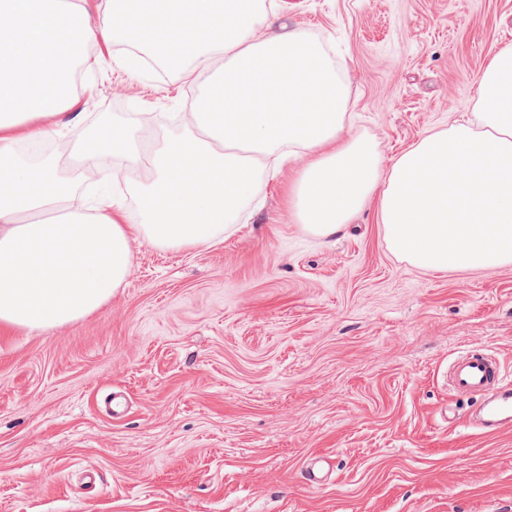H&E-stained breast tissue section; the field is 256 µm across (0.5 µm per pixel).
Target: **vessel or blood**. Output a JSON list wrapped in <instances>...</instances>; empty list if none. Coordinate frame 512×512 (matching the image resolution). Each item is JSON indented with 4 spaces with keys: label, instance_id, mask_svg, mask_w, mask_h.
Returning a JSON list of instances; mask_svg holds the SVG:
<instances>
[{
    "label": "vessel or blood",
    "instance_id": "b4317fda",
    "mask_svg": "<svg viewBox=\"0 0 512 512\" xmlns=\"http://www.w3.org/2000/svg\"><path fill=\"white\" fill-rule=\"evenodd\" d=\"M449 381L455 394L483 399L486 426L512 424V384L505 382L501 365L484 349L472 347L454 359Z\"/></svg>",
    "mask_w": 512,
    "mask_h": 512
}]
</instances>
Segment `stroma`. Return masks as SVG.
<instances>
[{
    "label": "stroma",
    "mask_w": 512,
    "mask_h": 512,
    "mask_svg": "<svg viewBox=\"0 0 512 512\" xmlns=\"http://www.w3.org/2000/svg\"><path fill=\"white\" fill-rule=\"evenodd\" d=\"M276 3L278 22L343 54L350 131L387 161L466 119L481 68L512 42V0ZM124 56L99 39L43 126L76 148L98 113L124 126L201 91ZM38 159L75 191L105 184L139 207L104 167ZM301 165L263 177L213 244L133 242L99 312L0 334V512H512V427L479 430L448 385L470 345L512 381V264L417 269L373 205L335 238L310 235L289 205Z\"/></svg>",
    "instance_id": "1"
}]
</instances>
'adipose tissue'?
<instances>
[{
    "label": "adipose tissue",
    "instance_id": "1",
    "mask_svg": "<svg viewBox=\"0 0 512 512\" xmlns=\"http://www.w3.org/2000/svg\"><path fill=\"white\" fill-rule=\"evenodd\" d=\"M0 329L45 332L99 311L133 266L132 244L179 251L223 236L262 167L303 158L290 190L297 224L336 236L376 204L390 250L428 271L512 264V45L477 78L462 122L384 162L346 136L349 89L323 43L274 30L269 0H106L101 28L165 53L206 87L182 141L112 128L89 137L124 164L142 200L89 203L50 165L16 159L18 131L74 96L99 28L86 0H0Z\"/></svg>",
    "mask_w": 512,
    "mask_h": 512
}]
</instances>
